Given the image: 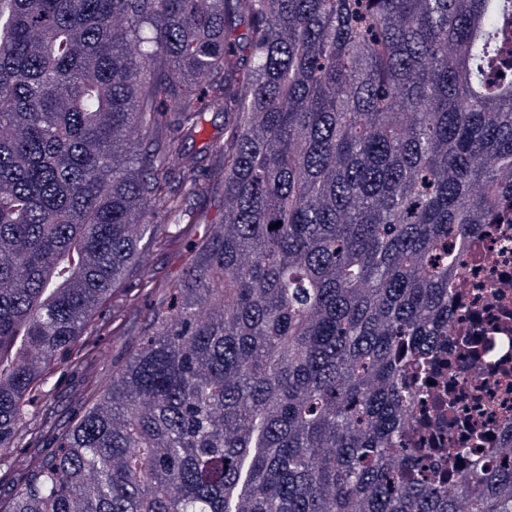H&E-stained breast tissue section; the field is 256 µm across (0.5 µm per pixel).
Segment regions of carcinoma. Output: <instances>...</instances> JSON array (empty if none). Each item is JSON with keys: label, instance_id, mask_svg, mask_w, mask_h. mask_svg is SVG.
<instances>
[{"label": "carcinoma", "instance_id": "obj_1", "mask_svg": "<svg viewBox=\"0 0 512 512\" xmlns=\"http://www.w3.org/2000/svg\"><path fill=\"white\" fill-rule=\"evenodd\" d=\"M509 68L512 0H0V467L53 444L0 512H512V446L450 492L403 443L459 259L512 224ZM211 108L196 242L166 168ZM146 238L189 265L55 433ZM224 140V113L210 110L204 115L201 133L189 140L184 155L175 158L170 167L177 172L194 175L203 180L209 191L205 196H187L184 202L185 220L192 223L191 238L199 241L215 224H222L224 218V182L222 163L219 156L206 145Z\"/></svg>", "mask_w": 512, "mask_h": 512}]
</instances>
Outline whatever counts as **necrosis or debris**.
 <instances>
[{"label":"necrosis or debris","instance_id":"obj_1","mask_svg":"<svg viewBox=\"0 0 512 512\" xmlns=\"http://www.w3.org/2000/svg\"><path fill=\"white\" fill-rule=\"evenodd\" d=\"M460 266L453 332L433 356L457 405L448 410L435 397L417 403L407 439L413 448L469 443V460L491 468L512 438V225H486ZM450 412L457 425H438Z\"/></svg>","mask_w":512,"mask_h":512}]
</instances>
